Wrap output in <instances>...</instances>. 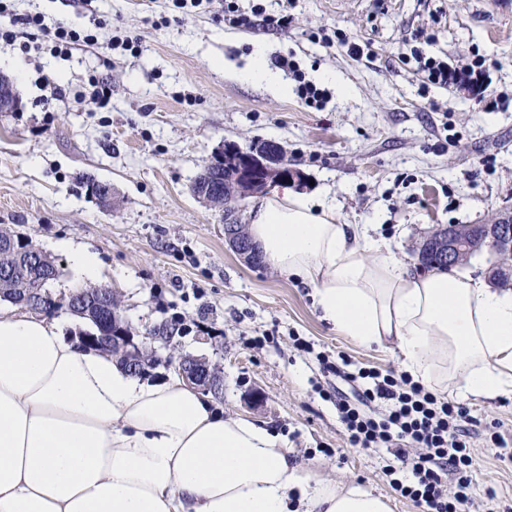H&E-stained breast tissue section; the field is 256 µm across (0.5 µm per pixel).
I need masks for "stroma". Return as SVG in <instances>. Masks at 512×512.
<instances>
[{
    "label": "stroma",
    "mask_w": 512,
    "mask_h": 512,
    "mask_svg": "<svg viewBox=\"0 0 512 512\" xmlns=\"http://www.w3.org/2000/svg\"><path fill=\"white\" fill-rule=\"evenodd\" d=\"M98 35L94 46L29 53L0 45V75L19 98L0 112V229L53 256L55 291L75 288L59 245L88 248L93 282L112 287L121 312L145 329L181 316L190 331L168 356L207 357L224 380L225 416L277 433L309 483L336 480L383 497L390 512H420L389 485L385 449L351 447L322 391L340 381L288 340L367 367L404 365L396 346H365L320 317L310 288L265 262L242 261L224 237V214L191 191L224 147L281 145L297 189L328 197L342 224H365L409 271L416 248L440 225L484 224L512 210V105L481 111L467 93L422 90L398 54L410 32L435 40L427 53L457 63L476 51L492 60L491 90L512 98V14L491 0H291L288 31L235 29L220 6L172 8L168 0H13ZM343 30L369 46L362 58L321 43ZM139 50L103 49L111 36ZM292 55L306 80L328 93L308 107L297 83L277 71ZM276 70L287 93L253 77ZM106 78L112 102L99 107L88 79ZM494 165H487V158ZM111 183L99 205L89 182ZM472 495L476 512L495 494L512 512V460L486 444L512 446V392L471 396Z\"/></svg>",
    "instance_id": "35a3bbf8"
}]
</instances>
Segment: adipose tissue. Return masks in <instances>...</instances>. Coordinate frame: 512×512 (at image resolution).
Masks as SVG:
<instances>
[{"instance_id":"ef3b65f1","label":"adipose tissue","mask_w":512,"mask_h":512,"mask_svg":"<svg viewBox=\"0 0 512 512\" xmlns=\"http://www.w3.org/2000/svg\"><path fill=\"white\" fill-rule=\"evenodd\" d=\"M249 219L266 263L310 287L340 332L396 344L425 383L439 361L462 394L512 386V290L413 275L388 242L285 186ZM61 328L0 314V512H388L360 488L309 484L276 435L181 377L132 376Z\"/></svg>"}]
</instances>
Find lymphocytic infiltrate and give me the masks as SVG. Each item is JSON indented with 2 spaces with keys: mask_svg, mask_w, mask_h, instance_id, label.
Returning <instances> with one entry per match:
<instances>
[{
  "mask_svg": "<svg viewBox=\"0 0 512 512\" xmlns=\"http://www.w3.org/2000/svg\"><path fill=\"white\" fill-rule=\"evenodd\" d=\"M224 20L239 28L287 30V10L269 14L263 8L240 12L235 0H224ZM433 34L420 29L406 38L402 63L413 65L422 89L455 88L474 97L478 108L495 112L504 106L501 96L489 92L490 65L472 54L463 67L426 53ZM54 44L60 51L85 43L97 44L95 34L71 26L46 23L39 12L14 16L0 27V42L19 44L30 52L33 41ZM343 377L356 387L355 399L337 395L336 410L348 442L356 448H383L390 455L384 472L393 489L423 512H468L474 459L470 451L473 418L462 403L439 396L406 372L359 367Z\"/></svg>",
  "mask_w": 512,
  "mask_h": 512,
  "instance_id": "f902f5d3",
  "label": "lymphocytic infiltrate"
}]
</instances>
